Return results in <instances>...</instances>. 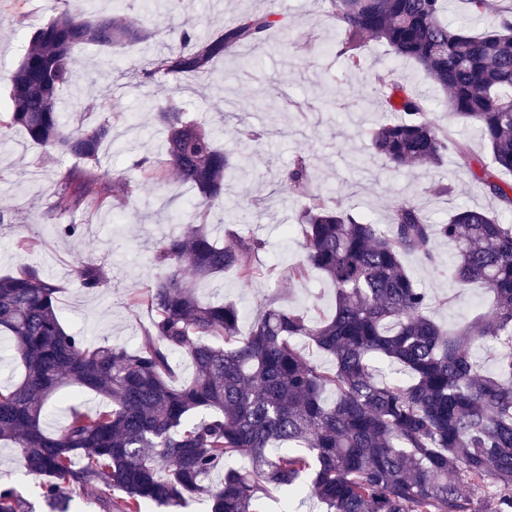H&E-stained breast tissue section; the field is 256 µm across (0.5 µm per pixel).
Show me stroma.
Segmentation results:
<instances>
[{
	"mask_svg": "<svg viewBox=\"0 0 512 512\" xmlns=\"http://www.w3.org/2000/svg\"><path fill=\"white\" fill-rule=\"evenodd\" d=\"M63 7V0H30L0 16L1 112L9 106L8 78L32 26L48 21ZM271 8L286 18L287 29L271 30L263 49L243 45L226 54L215 63L200 91L184 96L190 117L209 121L235 162L248 172L235 201L232 227L263 240L255 264L277 263L285 268L302 257L301 242L288 234L287 227L295 223L304 200L280 186L281 174L299 155L311 163L312 188L322 189L342 209L375 224L386 223L394 202L402 197L417 200L434 224L465 208L512 220L469 172L458 168L455 156H448L438 167L391 172L373 155L369 129L393 117L380 91L385 84L400 82L424 93L431 119L465 141L475 159L491 160L487 144L465 122L449 119L445 96L422 72L396 60L385 44L365 41L360 69H349L339 54L326 0H179L175 17L197 22L201 37L209 38L243 13ZM163 48L161 36L156 35L124 48L87 46L75 51L79 74L95 76L85 88L87 98H94L102 85L114 86L112 102L118 116L112 151L102 160L111 177L139 179L135 160L155 161L160 156L161 136L142 105L176 91L178 84L144 85L130 72ZM246 129L261 132V139L243 140ZM75 164L74 158L34 145L21 129L0 130V274L28 265L63 283L57 306L69 330L94 343L108 341L132 348L141 340L149 313L130 308L127 298L156 282L158 270L151 258L163 222L173 212L189 214L195 193L171 182H142L125 209L76 214L80 234L62 237L54 227L64 218L52 204L67 170ZM441 184L448 185V194H436ZM20 237L34 240L35 248L19 253L15 241ZM434 251L435 262L415 254L407 256L405 264L418 286L431 294L433 317L454 329L482 309L487 293L460 283L451 274L452 243L437 242ZM81 262L104 269L107 282L97 293H86L79 286L74 269ZM202 292L235 303L243 313L240 330L245 334L273 295L283 307L305 309L313 316L332 306L327 282L317 278L297 282L284 274L244 285L228 271L203 284ZM0 482L15 487L33 512H45L39 479L27 473L18 449L8 445H0Z\"/></svg>",
	"mask_w": 512,
	"mask_h": 512,
	"instance_id": "stroma-1",
	"label": "stroma"
}]
</instances>
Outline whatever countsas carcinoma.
<instances>
[{
  "label": "carcinoma",
  "mask_w": 512,
  "mask_h": 512,
  "mask_svg": "<svg viewBox=\"0 0 512 512\" xmlns=\"http://www.w3.org/2000/svg\"><path fill=\"white\" fill-rule=\"evenodd\" d=\"M495 0H467L475 17L497 12ZM340 53L352 67L370 37L394 56L417 66L448 100V115L469 120L488 142L491 164L473 176L512 211V19L478 33L452 27L446 0H329ZM286 27L274 11L241 15L214 37L197 35L184 19L168 27L175 47L142 60L132 70L142 82L205 77L210 64L240 45L261 49L270 30ZM117 11L92 13L83 3L64 8L31 31L28 47L10 74L9 112L0 126L23 129L36 145L92 163L68 170L52 209L70 214L84 204L115 209L139 183L112 181L96 168L112 124L69 128L61 94L71 89L75 112L112 109V91L100 103L86 100L74 67L80 45L110 48L146 39ZM396 118L373 127V152L386 167L436 166L453 153L472 170L465 143L428 117L425 99L393 83L382 91ZM166 135L165 159L140 158L145 180L172 178L197 189L195 218L180 213L166 223L153 255L161 270L156 284L129 298L154 312L139 345L88 343L58 315L63 286L29 267L0 276V333L24 367L23 379L0 385V441L20 449L28 474L43 480L49 512H67L75 488L121 492V512H167L204 497L210 512H265L269 491L285 496L281 512L311 486L325 512H512V224L488 212L462 209L444 224L430 223L412 199L392 206L387 224H372L310 191V164L300 155L284 176L291 193L305 199L298 216L302 259L288 277L317 272L335 289V306L314 318L280 306L272 297L248 335L242 313L197 293L196 282L226 270L248 284L273 278L278 267L260 269L257 238L235 231L214 239L206 216L224 207V185L240 167L215 144L205 124L190 119L168 99L150 100ZM455 245V278L493 294L489 310L450 332L429 314L432 298L418 287L403 257L420 253L435 261L438 241ZM80 286L96 292L102 267L76 269ZM329 362L314 360L302 342ZM492 351L497 372H480L472 349ZM187 357L192 379L172 385L177 358ZM396 365L409 380L382 381L376 363ZM64 385L95 394L104 404L72 409L49 433L43 420ZM332 389L335 401L324 393ZM233 457L250 466L229 468ZM166 475H161V472ZM224 473L214 484L213 473ZM0 512H29L11 486H0Z\"/></svg>",
  "instance_id": "1"
}]
</instances>
